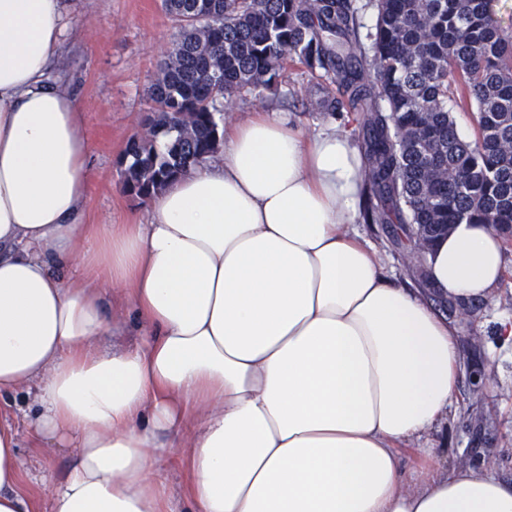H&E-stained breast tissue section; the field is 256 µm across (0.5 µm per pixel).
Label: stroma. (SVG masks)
<instances>
[{
	"mask_svg": "<svg viewBox=\"0 0 512 512\" xmlns=\"http://www.w3.org/2000/svg\"><path fill=\"white\" fill-rule=\"evenodd\" d=\"M65 71L70 90L84 110L89 145L85 210L92 224L146 222L144 204L122 187L120 164L128 139L139 129L146 92L177 34L159 0H66ZM325 82L301 67L288 68L273 90H259L224 102V120L276 107L306 134L320 130L331 113L314 108L327 91ZM357 231L374 245L392 280L425 288L424 252L414 233H393L387 224L358 223ZM506 270L490 301L465 308L440 298L432 303L457 326L461 357L459 398L446 417L412 445L446 449L445 469L476 468L512 477V344L495 334V321L512 317V241L506 245ZM24 480L37 499L49 488L42 475L63 478L73 451L54 444L32 447L26 424H19Z\"/></svg>",
	"mask_w": 512,
	"mask_h": 512,
	"instance_id": "stroma-1",
	"label": "stroma"
}]
</instances>
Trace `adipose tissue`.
I'll list each match as a JSON object with an SVG mask.
<instances>
[{"label": "adipose tissue", "mask_w": 512, "mask_h": 512, "mask_svg": "<svg viewBox=\"0 0 512 512\" xmlns=\"http://www.w3.org/2000/svg\"><path fill=\"white\" fill-rule=\"evenodd\" d=\"M65 29L64 0H0V512H41L21 415L34 444L76 450L43 512H181L157 463L198 407L190 512H512V479L402 455L457 398L456 330L356 231L368 175L347 130L251 113L146 223H88ZM426 266L449 303L488 299L504 238L452 225ZM116 286L144 339L112 351Z\"/></svg>", "instance_id": "1"}]
</instances>
